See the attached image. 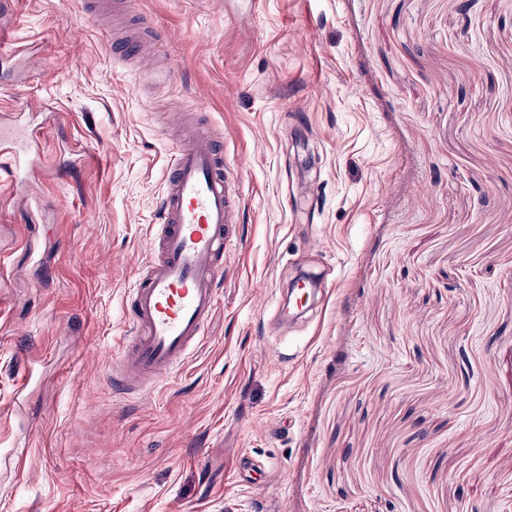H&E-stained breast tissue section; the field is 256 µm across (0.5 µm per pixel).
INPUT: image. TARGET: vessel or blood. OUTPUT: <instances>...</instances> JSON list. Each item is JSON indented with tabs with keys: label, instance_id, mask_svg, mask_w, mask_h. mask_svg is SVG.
Masks as SVG:
<instances>
[{
	"label": "vessel or blood",
	"instance_id": "1",
	"mask_svg": "<svg viewBox=\"0 0 512 512\" xmlns=\"http://www.w3.org/2000/svg\"><path fill=\"white\" fill-rule=\"evenodd\" d=\"M172 148L167 189L158 204L157 256L125 303L132 338L113 367L114 379L130 391L154 387L203 338L218 302L229 226L238 216L236 181L215 140L183 128ZM264 467L261 459L242 453L240 482L260 488L257 474Z\"/></svg>",
	"mask_w": 512,
	"mask_h": 512
}]
</instances>
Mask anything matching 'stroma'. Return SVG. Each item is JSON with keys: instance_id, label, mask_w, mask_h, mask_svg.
I'll return each instance as SVG.
<instances>
[{"instance_id": "35a3bbf8", "label": "stroma", "mask_w": 512, "mask_h": 512, "mask_svg": "<svg viewBox=\"0 0 512 512\" xmlns=\"http://www.w3.org/2000/svg\"><path fill=\"white\" fill-rule=\"evenodd\" d=\"M104 2L0 13L32 143L0 195V512H512V0ZM177 112L239 222L205 338L141 395L112 366ZM264 468L265 463L261 459L251 455L249 452L242 453L237 463L239 481L250 488L260 490L263 485L256 476Z\"/></svg>"}]
</instances>
